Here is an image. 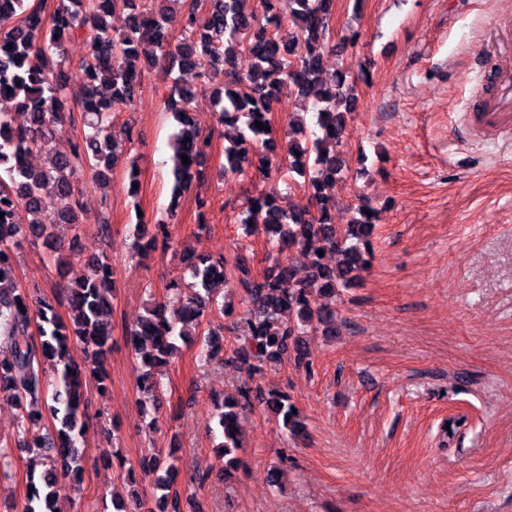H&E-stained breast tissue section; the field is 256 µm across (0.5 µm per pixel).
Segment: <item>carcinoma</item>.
I'll list each match as a JSON object with an SVG mask.
<instances>
[{
    "instance_id": "cac0c4a2",
    "label": "carcinoma",
    "mask_w": 512,
    "mask_h": 512,
    "mask_svg": "<svg viewBox=\"0 0 512 512\" xmlns=\"http://www.w3.org/2000/svg\"><path fill=\"white\" fill-rule=\"evenodd\" d=\"M242 0H57L50 18H45L40 0H0V95L16 101L28 113L26 127H15L7 112H0V394L14 398L19 409L18 433L26 439L16 449L38 456L44 466L30 471L29 489L22 512H61L62 486L81 482L82 449L78 443L85 424L81 412L87 379L105 389L108 374L104 362L112 351L113 270L106 257L88 261V272L67 287L69 322L55 308L34 302L14 282V251L23 242L56 239V227L77 223L79 181L88 171L107 180L116 168L119 142L112 129V114L126 108L142 87L146 70L162 75L166 82L167 109L181 125L177 140L180 153L173 171L170 217H176L179 200L203 177L209 138L189 116L197 87L185 85L175 72L204 70L217 63L227 66L230 82L215 92L220 106L218 123L237 127L231 144L224 148L223 172L242 174L256 167L265 177L277 176L288 184L303 179L308 202L290 210L277 204L269 191L247 201L241 224L245 230L261 226L272 249L283 253L299 250L310 256L307 280L295 277L293 266L278 263L258 283L245 288L249 309L243 344L232 352L231 361L259 372L270 361L287 357L294 364H309L303 336L321 331L336 335L340 317L336 306L316 303V296L336 295L356 283L369 266L359 249L373 234L370 216L338 227L331 221L325 189L342 171L340 146L346 131V115L352 110L346 75L338 70L324 77L323 55L330 43L329 18L333 0H261L262 12L248 13ZM183 13L180 36L170 37L165 25L170 4ZM128 11V30L116 35L108 18ZM293 31L283 36L284 21ZM89 30V53L79 71V91L69 95L66 60L59 56L68 35ZM245 56L248 69L237 61ZM293 84L296 112L288 122V160L276 164L279 144L267 132L270 114L280 85ZM313 111L319 132L307 129L302 113ZM80 115L92 132L58 152L49 166L37 171L26 156L40 151L62 132L64 117ZM265 126L261 130L255 122ZM52 196L58 207L43 213V199ZM25 209L32 215L26 224L9 221L13 212ZM169 222L154 224L152 234H140L139 252L169 242ZM335 253L333 267L319 253ZM228 262L201 259L190 264L191 280L175 282L172 290L183 296L171 309L155 301L127 332V341L141 353L139 388L143 402L160 404L163 369L186 340L189 329L205 360L224 351L211 323L214 313L225 316L232 309L218 301L229 285ZM83 345V365L67 356L71 343ZM250 403L248 393L226 398L218 415L222 441L216 445L224 473L237 468L235 452L241 447L238 420ZM267 410L282 420L293 436L304 426L292 413L294 405L283 394L271 392L263 399ZM157 508L167 512L170 496L177 495L180 469L175 461H152Z\"/></svg>"
}]
</instances>
